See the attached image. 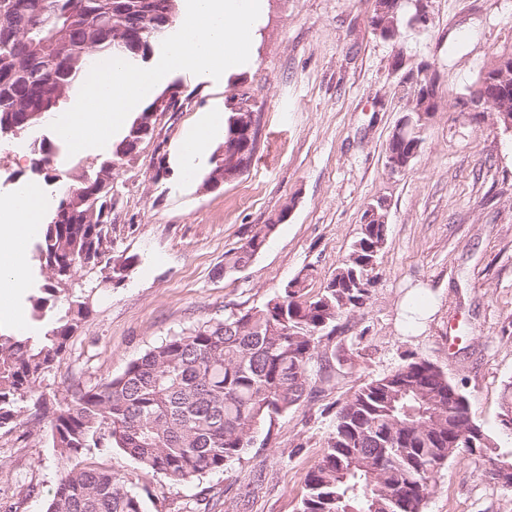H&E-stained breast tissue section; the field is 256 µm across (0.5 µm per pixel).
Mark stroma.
Returning <instances> with one entry per match:
<instances>
[{"mask_svg":"<svg viewBox=\"0 0 512 512\" xmlns=\"http://www.w3.org/2000/svg\"><path fill=\"white\" fill-rule=\"evenodd\" d=\"M429 5L427 28L384 39L371 25L375 0H265L246 67L211 81L169 75L187 107L167 113L134 163L112 173V253L139 263L119 283L81 275L89 317L37 383L23 422L0 429V505L45 512L64 467L51 422L76 387L120 374L165 339L261 306L300 272L320 287L378 198L388 224L379 279L330 342V376L316 381V395L262 425L241 459L189 483L144 472L117 449H91L79 463L127 479L144 512H298L337 402L415 357L439 367L499 451H512L500 421L512 381V133L452 108L491 50L512 45V0ZM425 66L438 78L437 110L411 165L394 173L386 147L408 104L406 77ZM242 98L259 118L250 166L216 190L204 184L208 158L185 177L176 151L186 129ZM161 158L170 174L157 182ZM288 205L252 263L225 271V252ZM484 468L448 460L425 512H512V490Z\"/></svg>","mask_w":512,"mask_h":512,"instance_id":"1","label":"stroma"}]
</instances>
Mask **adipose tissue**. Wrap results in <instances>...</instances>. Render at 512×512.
I'll return each mask as SVG.
<instances>
[{"instance_id": "obj_1", "label": "adipose tissue", "mask_w": 512, "mask_h": 512, "mask_svg": "<svg viewBox=\"0 0 512 512\" xmlns=\"http://www.w3.org/2000/svg\"><path fill=\"white\" fill-rule=\"evenodd\" d=\"M217 125V117L206 112L185 132L179 148L185 171H192L196 160L208 151ZM51 204L48 198L33 200L19 186L0 194V319L9 320L24 334L35 330L24 310L15 305L30 286L26 246L38 235Z\"/></svg>"}]
</instances>
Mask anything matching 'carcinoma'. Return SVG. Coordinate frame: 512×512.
<instances>
[{
    "mask_svg": "<svg viewBox=\"0 0 512 512\" xmlns=\"http://www.w3.org/2000/svg\"><path fill=\"white\" fill-rule=\"evenodd\" d=\"M175 0H0V139L25 137L86 79L94 52L117 51L133 63L146 56L172 24ZM406 22L403 3L391 0L372 17L384 37ZM512 47L493 51L478 74L502 73ZM149 103L136 113L106 162L130 165L151 140ZM435 105L423 92L409 99L404 127L391 135L386 154L414 160ZM53 143L42 141L33 169L52 170ZM103 165L71 175L41 226L34 259L45 283L29 297L40 334L0 330V428L22 421L21 403L36 382L60 362L73 333L90 312L89 298L73 291L76 274L106 272L119 282L136 255L112 256V181ZM78 190L70 198L71 189ZM70 201L63 221L54 217ZM257 228L224 254V271L246 268L282 223ZM387 224L363 223L350 252L317 293L308 275L291 279L266 303L175 335L147 350L125 370L80 389L58 410L52 446L71 460L88 448H118L144 471L174 483L200 479L242 458L260 427L309 397L319 344L339 322L364 308L366 285L387 241ZM453 385L437 366L414 359L370 378L336 411L321 460L304 479L300 512H424L435 476L448 459L476 455L488 465H512V452L493 440L479 452L455 441L456 431L478 427L466 397L448 408ZM46 512H143L139 495L112 471L74 465L66 470Z\"/></svg>",
    "mask_w": 512,
    "mask_h": 512,
    "instance_id": "1",
    "label": "carcinoma"
}]
</instances>
